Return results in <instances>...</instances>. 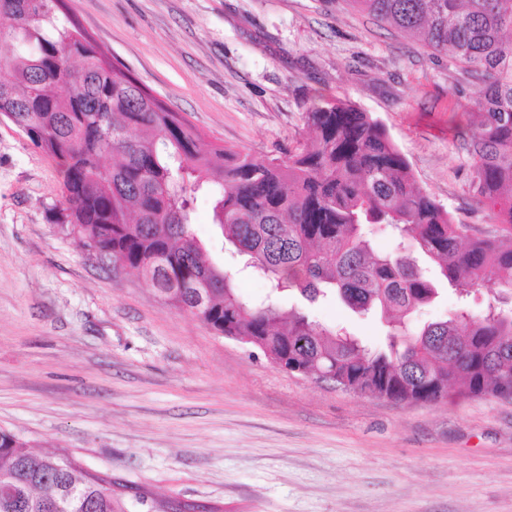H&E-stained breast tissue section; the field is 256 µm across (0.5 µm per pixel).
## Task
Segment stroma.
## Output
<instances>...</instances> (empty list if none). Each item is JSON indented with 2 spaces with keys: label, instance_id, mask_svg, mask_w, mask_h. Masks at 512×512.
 <instances>
[{
  "label": "stroma",
  "instance_id": "1",
  "mask_svg": "<svg viewBox=\"0 0 512 512\" xmlns=\"http://www.w3.org/2000/svg\"><path fill=\"white\" fill-rule=\"evenodd\" d=\"M72 19L169 108L226 145L280 156L316 95L387 129L417 182L481 230L467 118L484 91L448 55L347 0H65ZM54 161L0 119V429L154 498L223 512H512V400L398 404L290 374L98 263L61 231ZM193 223L240 293L259 277ZM367 344L374 321L310 307Z\"/></svg>",
  "mask_w": 512,
  "mask_h": 512
}]
</instances>
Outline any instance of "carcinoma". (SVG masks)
<instances>
[{
    "instance_id": "cac0c4a2",
    "label": "carcinoma",
    "mask_w": 512,
    "mask_h": 512,
    "mask_svg": "<svg viewBox=\"0 0 512 512\" xmlns=\"http://www.w3.org/2000/svg\"><path fill=\"white\" fill-rule=\"evenodd\" d=\"M381 25L451 52L481 80L470 113L469 188L489 229L466 235L420 187L368 113L314 97L309 139L283 157L201 148L199 130L113 63L59 0H0V117L29 131L62 180L64 223L84 249L139 272L158 297L282 369L402 404L512 399V308L462 306L413 332L407 318L439 287L465 299L512 294V0H349ZM215 198L224 241L265 281L241 295L195 234L194 202ZM386 224L419 257L376 254L365 226ZM335 299L387 328L385 348L319 325L275 297ZM101 478L35 453L0 430V512H133L144 494H99Z\"/></svg>"
}]
</instances>
